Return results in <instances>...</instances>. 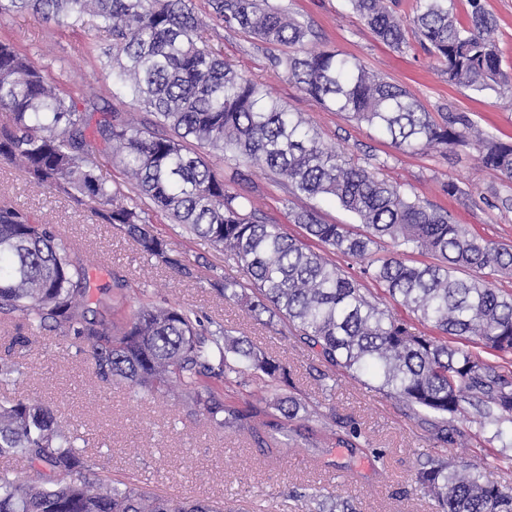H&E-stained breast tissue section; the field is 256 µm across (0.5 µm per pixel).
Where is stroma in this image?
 Segmentation results:
<instances>
[{"instance_id":"1","label":"stroma","mask_w":512,"mask_h":512,"mask_svg":"<svg viewBox=\"0 0 512 512\" xmlns=\"http://www.w3.org/2000/svg\"><path fill=\"white\" fill-rule=\"evenodd\" d=\"M311 25L314 48L338 50L389 81L409 89L432 115L447 110L469 114L482 128L512 138V94L482 95L448 84L441 64L417 41L396 50L378 41L347 0H272ZM204 14L206 0H193ZM203 36L243 75L264 84L320 133L344 160L369 167L401 186L409 196L448 210L480 238L512 245V209L493 207L494 194L512 192V182L485 168L475 147L415 153L397 149L366 124L348 120L305 96L270 64L276 54L239 28L206 18ZM27 52L64 88L79 89L81 107L113 103L112 79L99 50L109 35L87 25L80 29L16 13L0 19V40ZM207 159L232 189L247 194L271 221L304 237L291 213L301 201L273 181L265 168L219 154ZM459 187L448 195L445 184ZM25 211L39 224L61 233L72 256L90 276L100 314L112 311L115 276L145 283L152 302L178 305L203 322L247 337L255 346L285 362L308 407L350 416L372 446L387 451L384 466L341 447L324 452V425L312 420L298 431H269L255 439L246 431H225L192 415L180 392L151 393L100 379L73 340L31 328L19 315L0 318V362L12 365L0 378V403L35 400L51 407L84 450L95 472L115 481H136L156 493L181 500L223 503L226 512H318L320 500L341 497L353 512H439L437 502L412 480L430 459L448 458L484 468L490 479L512 485V449L502 450L491 429H480L473 408L458 415L460 436L437 442L427 426L387 398L368 378L328 374L316 351L300 343L289 325L257 320L219 289L225 279H243V270L205 238L193 236L162 214L153 217L165 239L174 269L143 254L120 227L106 223L91 201L35 184L26 171L0 161V204Z\"/></svg>"}]
</instances>
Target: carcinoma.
<instances>
[{
	"label": "carcinoma",
	"mask_w": 512,
	"mask_h": 512,
	"mask_svg": "<svg viewBox=\"0 0 512 512\" xmlns=\"http://www.w3.org/2000/svg\"><path fill=\"white\" fill-rule=\"evenodd\" d=\"M385 45L401 49L408 27L442 65L448 84L477 93L512 89L502 67L498 23L484 0H416L405 19L386 0H349ZM213 19L285 48L270 59L324 108L373 127L403 151L420 147L479 150L484 167L512 178V142L488 132L464 112L438 122L405 87L367 70L337 50H312L310 26L270 0H208ZM31 11L46 21L82 27L95 18L112 37L105 53L114 97L150 113L164 134L134 125L107 105L82 115L78 98L48 78L13 44L0 42V160L20 163L29 176L102 207L142 252L171 264L168 243L154 233L143 201L188 233L208 239L242 266L246 279L224 281V298L289 324L319 349L332 371L366 376L416 417L453 442L450 427L464 405L476 407L482 428L512 448V380L482 361L469 345L512 353V294L488 272L512 274V245L473 234L448 212L401 192L364 167L350 166L317 130L263 84L237 72L202 35L191 0H0V15ZM264 166L290 195L330 199L363 230L323 222L315 208L293 211L311 246L271 224L250 197L219 178L195 147ZM112 159L132 180L129 191L97 174L96 158ZM393 250L382 254L380 244ZM363 262L362 276L380 285L431 332H418L383 306L359 277L321 251ZM413 253L432 262L408 259ZM465 276H459V273ZM85 267L58 233L24 211L0 206V314L18 313L37 330L78 342L104 379L149 392L179 388L190 413L232 431L278 430L310 418L283 388L295 389L287 367L225 328H199L175 306L141 305L105 319L90 307ZM453 340L466 344L456 346ZM251 374L274 391L259 407L224 396L223 385ZM336 445L383 461L353 418L332 413ZM19 455L48 470L34 486L0 470V512H224L204 501L161 496L144 485L104 479L76 448L53 411L37 401L0 405V457ZM414 482L441 512H512V487L484 471L431 460Z\"/></svg>",
	"instance_id": "1"
}]
</instances>
